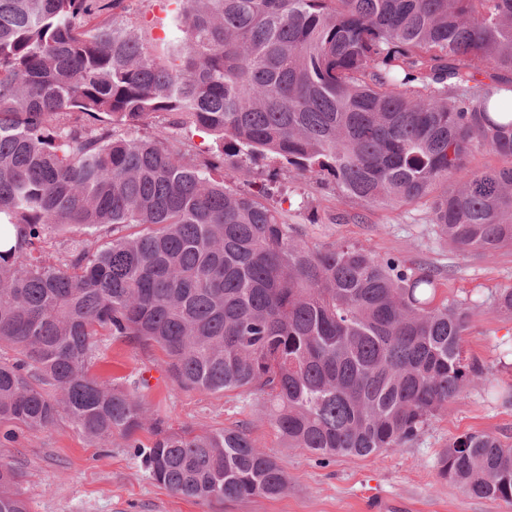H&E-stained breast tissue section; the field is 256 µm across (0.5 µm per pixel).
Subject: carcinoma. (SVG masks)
Listing matches in <instances>:
<instances>
[{"mask_svg": "<svg viewBox=\"0 0 512 512\" xmlns=\"http://www.w3.org/2000/svg\"><path fill=\"white\" fill-rule=\"evenodd\" d=\"M125 2L0 0V346L22 355L0 361L3 439L64 414L177 496L288 492L247 426L167 427L91 373L100 336L160 346L184 389L256 397L284 447L324 458L400 448L473 384L509 393L466 356L470 301L436 269L312 244L224 170L271 155L362 208L426 207L458 251L512 248V0H175L183 38L161 48L117 24ZM477 147L504 164L471 170ZM489 306L511 317L512 288ZM439 475L512 503V445L463 433ZM21 481L0 464V512H28ZM172 134L183 141L191 153L197 156H206L212 147V138H202L196 132L189 129L172 130Z\"/></svg>", "mask_w": 512, "mask_h": 512, "instance_id": "carcinoma-1", "label": "carcinoma"}]
</instances>
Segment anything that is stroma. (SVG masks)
Masks as SVG:
<instances>
[{"instance_id": "obj_1", "label": "stroma", "mask_w": 512, "mask_h": 512, "mask_svg": "<svg viewBox=\"0 0 512 512\" xmlns=\"http://www.w3.org/2000/svg\"><path fill=\"white\" fill-rule=\"evenodd\" d=\"M126 5L125 24L145 41L179 37L175 15L163 0H126ZM273 172L283 189L279 207L309 241L357 244L381 256L433 266L449 291L477 300L465 350L490 376L512 382V356L502 354L503 343L512 342V318L485 303L491 291L512 288V249L489 260L461 254L433 233L422 207H371L358 223L350 218L354 206L336 190L318 187L274 159L260 161L255 179L263 181ZM335 214L340 217L336 223L331 220ZM164 360L160 348L144 351L102 336L92 371L119 384L155 376L156 384L140 392L154 414L172 427L218 431L247 424L256 446L287 473V493L241 502L178 498L150 477L121 437H113L111 447L98 448L63 418L42 433L15 427L13 439L0 442V461L23 474L29 512H512V503L472 497L438 475L441 451L464 432L482 431L512 444L511 399L488 401L475 386L402 448L367 458L325 459L284 447L270 421L253 417L251 398L235 391L212 394L179 387Z\"/></svg>"}]
</instances>
